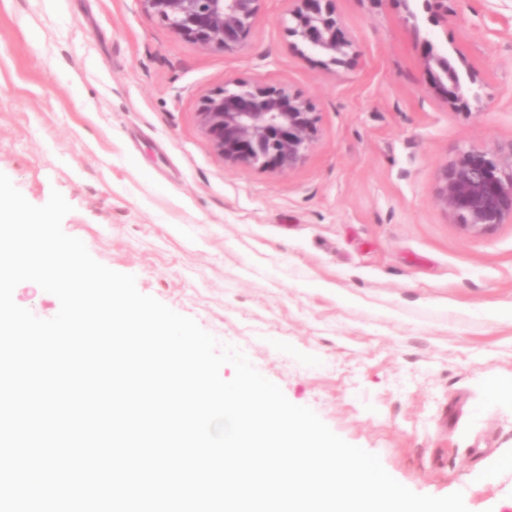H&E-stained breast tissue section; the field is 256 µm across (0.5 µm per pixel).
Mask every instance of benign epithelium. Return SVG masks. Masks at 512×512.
<instances>
[{
  "label": "benign epithelium",
  "mask_w": 512,
  "mask_h": 512,
  "mask_svg": "<svg viewBox=\"0 0 512 512\" xmlns=\"http://www.w3.org/2000/svg\"><path fill=\"white\" fill-rule=\"evenodd\" d=\"M177 34L205 48L229 50L248 36L262 0H141ZM286 31L335 66H348L351 40L333 0H294ZM199 120L217 155L229 165L289 171L317 134L313 106L284 86L246 81L204 96ZM440 205L459 225L481 232L512 221V147L491 156L462 150L437 180Z\"/></svg>",
  "instance_id": "benign-epithelium-1"
}]
</instances>
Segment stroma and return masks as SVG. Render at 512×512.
Here are the masks:
<instances>
[{
  "label": "stroma",
  "mask_w": 512,
  "mask_h": 512,
  "mask_svg": "<svg viewBox=\"0 0 512 512\" xmlns=\"http://www.w3.org/2000/svg\"><path fill=\"white\" fill-rule=\"evenodd\" d=\"M263 0L232 51L141 0H0V172L138 290L242 350L293 404L419 494L512 512V222L436 198L460 150L512 145V0H335L355 61L323 64ZM467 106L426 83L424 41ZM284 85L318 132L280 172L230 166L201 98Z\"/></svg>",
  "instance_id": "1"
}]
</instances>
